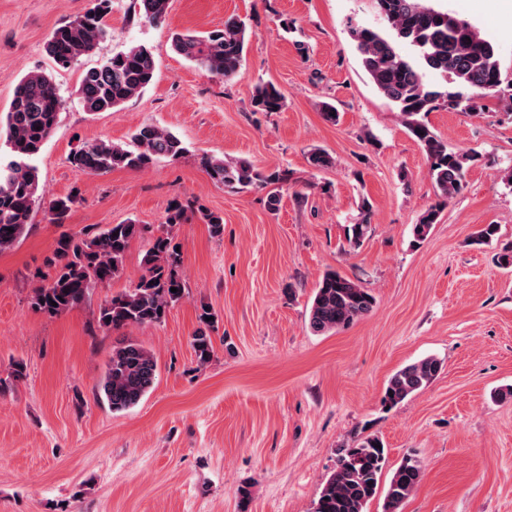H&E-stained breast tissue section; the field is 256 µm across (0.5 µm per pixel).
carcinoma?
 <instances>
[{"label": "carcinoma", "instance_id": "obj_1", "mask_svg": "<svg viewBox=\"0 0 512 512\" xmlns=\"http://www.w3.org/2000/svg\"><path fill=\"white\" fill-rule=\"evenodd\" d=\"M378 14L390 33L368 27H354L351 36L361 63L378 91L402 117L405 127L421 147L429 162V174L437 190L438 202L429 206L413 225L414 240L421 242L440 222L443 209L465 188L466 171L474 156L459 152L439 138L425 121L439 109L482 112L491 98L512 116V80L497 58L494 44L469 22L460 20L431 4V0H374ZM169 0H140L141 19L162 21ZM112 0H97L84 14L55 28L45 50L63 69L76 65L101 41L111 36L106 16ZM247 32L244 22L231 18L221 29L204 35L176 33L172 47L197 66L220 78L236 75L243 59ZM405 42L414 54L404 56L398 45ZM427 70L450 79L453 89L429 88L424 82ZM155 60L145 45L134 44L112 54L100 65L87 70L76 95L85 111L107 112L139 96L152 83ZM64 97L53 78L42 72L25 75L18 82L9 109L0 114V141L12 160L0 167V252L13 247L25 234L34 208L40 202L38 172L32 160L39 154L56 125ZM286 105L281 90L272 83L259 84L251 98L256 112H280ZM129 150L107 140L85 141L72 150L69 163L79 175L99 174L116 168L144 169L156 160L175 161L186 148L171 131L144 125L131 136ZM308 163L315 170L334 167L335 158L326 150L313 148ZM205 167L211 180L231 191L264 187L281 180L275 172L265 173L251 162L209 158ZM77 195L49 201L47 211L53 224L69 217ZM362 219L346 228V241L360 247L372 231L369 202L362 201ZM187 221V207L170 204L165 226L142 260L141 273L133 288L111 296L100 306L98 323L109 330L129 326L160 324L169 309L185 294L181 274V253L176 251L172 229ZM145 227L131 221L110 224L98 232L80 235L65 233L56 240L46 261L43 283L33 291L32 308L49 317L61 315L80 304L96 288L109 285L124 270L123 262L133 240ZM499 238L496 224H484L473 239L475 245H488ZM177 291H171V288ZM374 297L360 284L337 271L325 272L311 298L308 325L316 334L345 328L367 316ZM213 313L202 309L193 348L200 362L212 350ZM442 370V362L428 356L398 369L388 380L383 406L393 408L427 387ZM157 362L152 353L131 341L113 347L100 385L104 399L115 411L140 402L153 387ZM377 436H367L357 444L339 449L336 470L323 485L313 512H366L377 497L387 463V449ZM421 461L405 457L392 472L385 489L382 512H400L421 477Z\"/></svg>", "mask_w": 512, "mask_h": 512}]
</instances>
